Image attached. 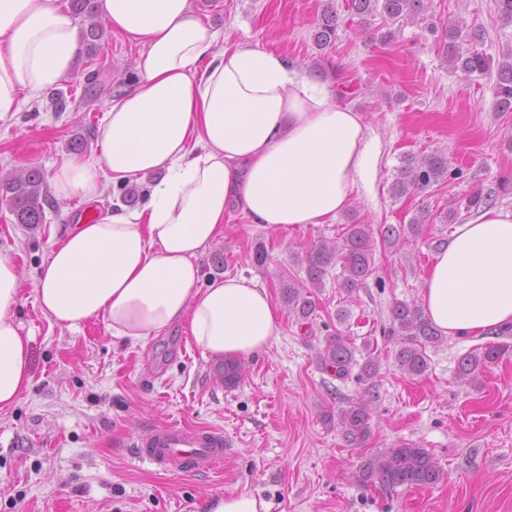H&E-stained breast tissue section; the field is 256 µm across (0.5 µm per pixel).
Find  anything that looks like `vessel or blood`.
Returning a JSON list of instances; mask_svg holds the SVG:
<instances>
[{"label":"vessel or blood","instance_id":"1","mask_svg":"<svg viewBox=\"0 0 512 512\" xmlns=\"http://www.w3.org/2000/svg\"><path fill=\"white\" fill-rule=\"evenodd\" d=\"M226 446L221 430L167 425L137 443L136 457L165 470L189 474L222 463Z\"/></svg>","mask_w":512,"mask_h":512}]
</instances>
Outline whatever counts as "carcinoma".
Here are the masks:
<instances>
[{"instance_id":"obj_1","label":"carcinoma","mask_w":512,"mask_h":512,"mask_svg":"<svg viewBox=\"0 0 512 512\" xmlns=\"http://www.w3.org/2000/svg\"><path fill=\"white\" fill-rule=\"evenodd\" d=\"M355 13L362 17L381 16L383 22L395 25L403 20H416L426 12L425 0H351ZM74 15H83L89 23L82 30L84 41L89 50H96L102 38V28L95 20L98 11L97 0H70ZM338 23L333 15L327 13L323 23L315 33L318 46L326 47L337 38ZM484 29L472 26L463 29L450 24L442 35L443 54L448 63L467 76L484 74L490 70L492 58L481 50ZM469 44L461 48L459 42ZM496 103L503 111H512V50L506 51L497 62V81L495 87ZM458 175L460 170L449 172L448 159L442 154L433 153L421 159L406 154L401 159L394 181L391 184L392 195L404 197L412 191H424L433 184L445 180L448 175ZM45 178L37 168H30L8 179L0 190L9 197L11 212L19 224H42L45 220L44 193ZM496 195L476 190L464 198L467 212H478L493 205ZM339 241L330 245L322 242L307 251L305 257L307 279L304 281L289 279L283 283V294L288 309L300 321H308L315 316L318 308L315 295L310 288L322 287L327 268L341 266L339 288L350 295L376 272L374 253L376 239L369 224H346ZM419 232V219L414 218L408 226L383 224L378 232L383 243L397 244L406 233ZM383 334L396 339L398 350L397 365L405 374L413 377L423 376L429 368L427 348L444 340L442 333L429 321L423 308L415 304L397 303L391 310L390 326ZM509 352L505 344H491L480 353L470 352L458 360L456 378L470 383L476 380L479 371L496 362ZM322 368L333 372V376L347 379L357 365L355 348L349 339L336 331L326 340L325 349L320 355ZM243 369L234 360L224 361V386L234 387L242 378ZM371 413L367 403L352 402L337 413V428L350 445L360 446L371 434ZM443 478L441 469L436 465L431 453L417 443H401L394 448H385L368 458L359 468L357 481L364 487L379 483L385 487L406 486L425 487L438 483Z\"/></svg>"}]
</instances>
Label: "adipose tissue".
Instances as JSON below:
<instances>
[{
	"mask_svg": "<svg viewBox=\"0 0 512 512\" xmlns=\"http://www.w3.org/2000/svg\"><path fill=\"white\" fill-rule=\"evenodd\" d=\"M100 5L111 30L140 45L139 80L106 112L99 158L57 167L55 194L91 202L157 180L143 207L107 211L56 242L36 300L61 326L100 319L134 345L180 326L203 354L250 357L280 332L267 289L238 276L200 287L199 256L231 209L270 230L335 219L375 175L379 143L363 113L308 71L257 44L218 47L191 0ZM82 51L62 0H0V117L19 92L56 85ZM21 285L1 255L0 410L32 382L31 336L14 313ZM419 304L446 336L512 325V210L456 226Z\"/></svg>",
	"mask_w": 512,
	"mask_h": 512,
	"instance_id": "ef3b65f1",
	"label": "adipose tissue"
}]
</instances>
